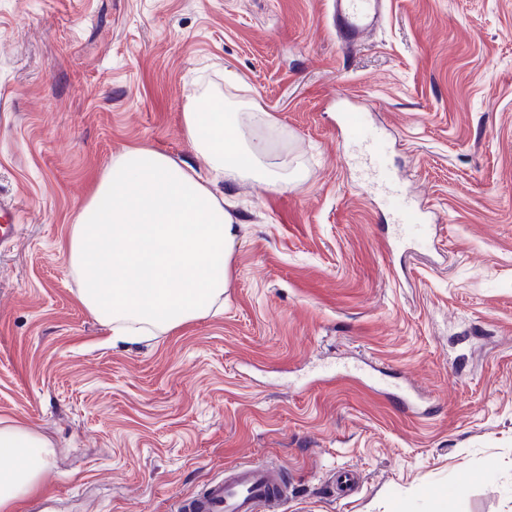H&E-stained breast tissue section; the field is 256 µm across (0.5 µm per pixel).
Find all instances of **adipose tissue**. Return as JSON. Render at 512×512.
<instances>
[{
    "mask_svg": "<svg viewBox=\"0 0 512 512\" xmlns=\"http://www.w3.org/2000/svg\"><path fill=\"white\" fill-rule=\"evenodd\" d=\"M187 136L216 174L234 169L271 185L284 177L262 143L247 142L211 102L189 104ZM235 233L204 183L165 154L128 150L104 172L73 224L68 249L78 299L106 314L113 340L136 343L209 313L223 296ZM53 455L19 422L0 423V512L31 496Z\"/></svg>",
    "mask_w": 512,
    "mask_h": 512,
    "instance_id": "1",
    "label": "adipose tissue"
}]
</instances>
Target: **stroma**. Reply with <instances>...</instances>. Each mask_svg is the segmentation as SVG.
I'll list each match as a JSON object with an SVG mask.
<instances>
[{"label": "stroma", "mask_w": 512, "mask_h": 512, "mask_svg": "<svg viewBox=\"0 0 512 512\" xmlns=\"http://www.w3.org/2000/svg\"><path fill=\"white\" fill-rule=\"evenodd\" d=\"M327 13L0 0V197L20 224L0 254V420L54 446L15 512H172L253 459L288 475L287 512H512V0H387L352 51ZM195 99L242 113L295 182L225 174L223 305L112 342L77 297L70 228L129 149L211 179L183 129ZM351 106L387 193L336 131ZM407 204L424 230L393 252ZM346 468L362 482L343 497Z\"/></svg>", "instance_id": "stroma-1"}]
</instances>
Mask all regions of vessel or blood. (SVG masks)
<instances>
[{"label": "vessel or blood", "instance_id": "b4317fda", "mask_svg": "<svg viewBox=\"0 0 512 512\" xmlns=\"http://www.w3.org/2000/svg\"><path fill=\"white\" fill-rule=\"evenodd\" d=\"M328 22L343 45L361 43L384 18V0H329ZM359 148L358 163L364 180L386 189L391 176L382 163V151L370 139L358 112L342 117ZM13 204L0 200V249L16 235ZM288 502V483L274 466L247 463L227 469L222 479L177 499L174 512H282Z\"/></svg>", "mask_w": 512, "mask_h": 512}]
</instances>
